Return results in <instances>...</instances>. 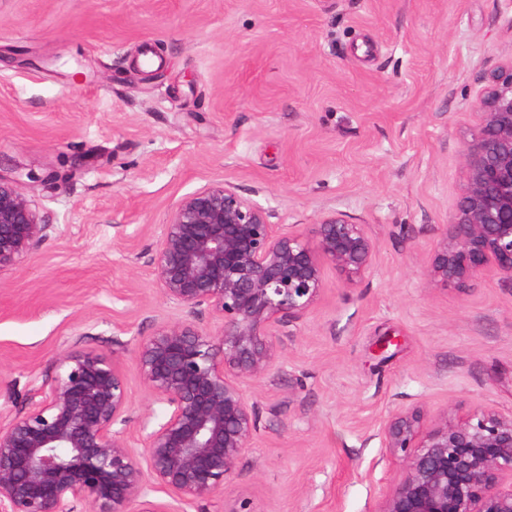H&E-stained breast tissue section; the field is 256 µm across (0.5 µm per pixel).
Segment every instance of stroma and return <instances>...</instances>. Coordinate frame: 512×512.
Segmentation results:
<instances>
[{
	"label": "stroma",
	"mask_w": 512,
	"mask_h": 512,
	"mask_svg": "<svg viewBox=\"0 0 512 512\" xmlns=\"http://www.w3.org/2000/svg\"><path fill=\"white\" fill-rule=\"evenodd\" d=\"M512 0H0V175L49 230L0 272V421L65 352L117 356L138 440L141 337L179 318L151 259L176 203L226 181L309 231L340 212L370 275L326 269L246 384L260 429L188 512H374L404 472L391 413L512 412V285L425 278L461 196Z\"/></svg>",
	"instance_id": "stroma-1"
}]
</instances>
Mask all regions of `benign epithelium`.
Listing matches in <instances>:
<instances>
[{"mask_svg": "<svg viewBox=\"0 0 512 512\" xmlns=\"http://www.w3.org/2000/svg\"><path fill=\"white\" fill-rule=\"evenodd\" d=\"M481 121L464 154L465 184L425 270L464 288L486 271L512 284V63L480 100ZM49 225L12 181L0 177V269L36 250ZM366 225L345 214L311 234L273 224L270 213L228 182L183 197L152 258L155 282L185 317L136 346L152 408L140 417L141 451L116 425L130 400L121 363L94 350L58 358V375L27 409L0 426V512H176L224 490L259 431L243 384L277 364L274 338L318 301L330 266L354 284L373 267ZM207 308L215 332L193 320ZM405 470L375 512H512V414L465 417L399 410L377 430ZM157 488L171 498H150Z\"/></svg>", "mask_w": 512, "mask_h": 512, "instance_id": "1", "label": "benign epithelium"}]
</instances>
